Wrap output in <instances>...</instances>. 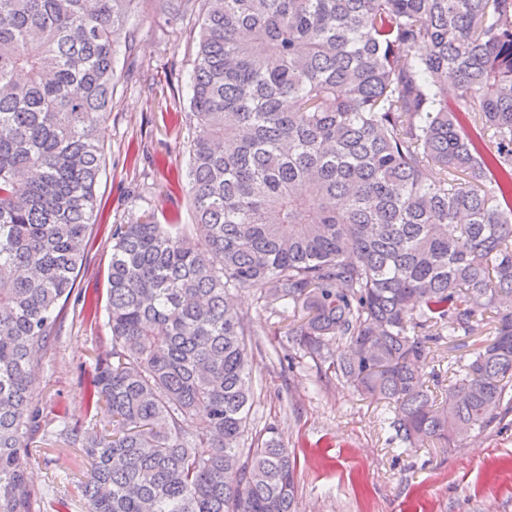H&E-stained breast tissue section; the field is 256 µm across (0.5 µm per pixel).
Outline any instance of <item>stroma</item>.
Segmentation results:
<instances>
[{
    "instance_id": "stroma-1",
    "label": "stroma",
    "mask_w": 512,
    "mask_h": 512,
    "mask_svg": "<svg viewBox=\"0 0 512 512\" xmlns=\"http://www.w3.org/2000/svg\"><path fill=\"white\" fill-rule=\"evenodd\" d=\"M200 7V0H191L184 15L174 18L161 0H139L118 31L116 86L98 185L101 207L78 292L66 303L60 334L39 370L38 399L48 422L61 414L77 427L90 422L85 386L95 352L110 332L105 316L87 315L83 300L107 303L113 225L134 223L146 211L162 224L193 221L184 114ZM236 300L252 333L255 423L274 426L296 456L297 512H512V424L473 432L454 448L436 442L401 447L392 439L385 404L322 378L289 342L286 321L263 310L255 291H238ZM484 342L481 336H461L454 345L438 346L427 373L451 380L454 361ZM284 350L294 362L287 370L276 360ZM73 455L70 448L38 447L28 467L30 482L65 499L67 512H86Z\"/></svg>"
}]
</instances>
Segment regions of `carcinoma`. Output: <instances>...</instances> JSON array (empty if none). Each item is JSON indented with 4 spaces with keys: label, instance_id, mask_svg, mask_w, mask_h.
I'll return each instance as SVG.
<instances>
[{
    "label": "carcinoma",
    "instance_id": "cac0c4a2",
    "mask_svg": "<svg viewBox=\"0 0 512 512\" xmlns=\"http://www.w3.org/2000/svg\"><path fill=\"white\" fill-rule=\"evenodd\" d=\"M136 0H0V512H36L38 371L98 210ZM187 113L195 223L112 230L86 512H296L254 430L252 289L406 448L512 414V0H204ZM437 176H430V172ZM489 327L430 383L432 349Z\"/></svg>",
    "mask_w": 512,
    "mask_h": 512
}]
</instances>
